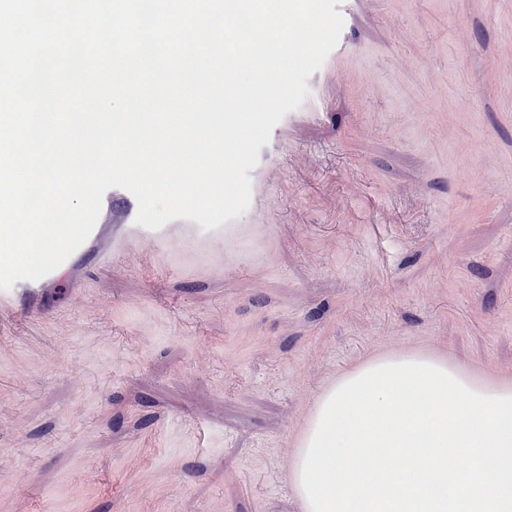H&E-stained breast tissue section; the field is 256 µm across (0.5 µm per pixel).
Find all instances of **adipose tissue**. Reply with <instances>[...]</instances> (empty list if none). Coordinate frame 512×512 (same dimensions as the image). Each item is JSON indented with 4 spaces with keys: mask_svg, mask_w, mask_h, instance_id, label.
<instances>
[{
    "mask_svg": "<svg viewBox=\"0 0 512 512\" xmlns=\"http://www.w3.org/2000/svg\"><path fill=\"white\" fill-rule=\"evenodd\" d=\"M288 480L302 512H512V381L422 350L371 358L320 391Z\"/></svg>",
    "mask_w": 512,
    "mask_h": 512,
    "instance_id": "obj_1",
    "label": "adipose tissue"
}]
</instances>
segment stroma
<instances>
[{
	"instance_id": "stroma-1",
	"label": "stroma",
	"mask_w": 512,
	"mask_h": 512,
	"mask_svg": "<svg viewBox=\"0 0 512 512\" xmlns=\"http://www.w3.org/2000/svg\"><path fill=\"white\" fill-rule=\"evenodd\" d=\"M232 226L114 187L0 289V512H301L316 396L380 353L512 379V0H354Z\"/></svg>"
}]
</instances>
